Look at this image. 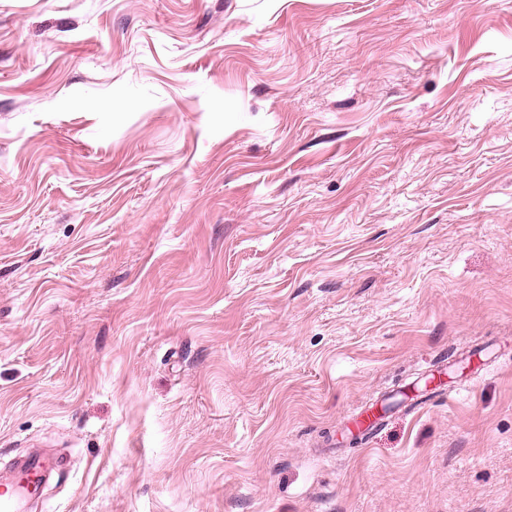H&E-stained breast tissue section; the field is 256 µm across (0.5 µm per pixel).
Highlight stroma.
I'll return each mask as SVG.
<instances>
[{
	"mask_svg": "<svg viewBox=\"0 0 512 512\" xmlns=\"http://www.w3.org/2000/svg\"><path fill=\"white\" fill-rule=\"evenodd\" d=\"M37 451L29 512H512V0H0Z\"/></svg>",
	"mask_w": 512,
	"mask_h": 512,
	"instance_id": "35a3bbf8",
	"label": "stroma"
}]
</instances>
